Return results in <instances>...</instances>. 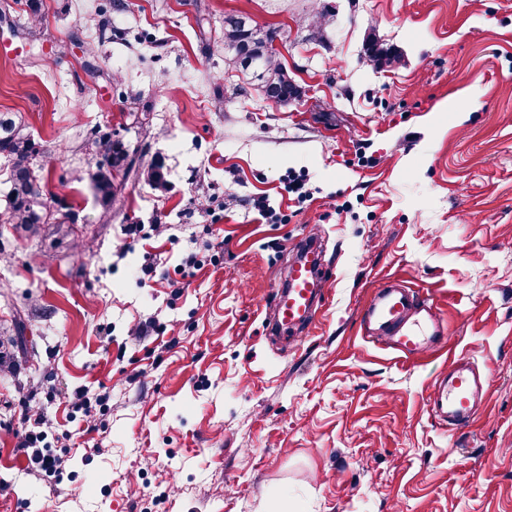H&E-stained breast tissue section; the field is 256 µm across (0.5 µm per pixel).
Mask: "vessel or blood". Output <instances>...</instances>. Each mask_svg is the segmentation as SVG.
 I'll return each mask as SVG.
<instances>
[{"label": "vessel or blood", "instance_id": "obj_1", "mask_svg": "<svg viewBox=\"0 0 512 512\" xmlns=\"http://www.w3.org/2000/svg\"><path fill=\"white\" fill-rule=\"evenodd\" d=\"M324 274L312 245L289 266L288 282L276 295L275 309L280 324L290 333L314 323ZM361 324L369 338L387 337L400 360L413 361L428 353L447 356V366L433 380L431 413L451 432L476 421L487 393V373L469 356L449 353L448 325L430 295L400 279H388L362 308Z\"/></svg>", "mask_w": 512, "mask_h": 512}]
</instances>
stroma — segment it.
<instances>
[{
	"mask_svg": "<svg viewBox=\"0 0 512 512\" xmlns=\"http://www.w3.org/2000/svg\"><path fill=\"white\" fill-rule=\"evenodd\" d=\"M121 2L43 0L35 23L0 0V112L47 147V189L81 217L36 237L0 223L16 364L0 374V512H512V0ZM229 14L280 30L300 100L228 69ZM371 36L403 66L370 65ZM105 126L166 178L125 179L108 215L70 179ZM300 173L304 202L287 190ZM261 199L289 222L263 220ZM157 222L162 236L127 233ZM308 238L328 285L293 345L274 297ZM390 276L430 290L450 349L488 368L473 426L429 413L443 358L403 363L363 337ZM82 389L102 396L93 431ZM31 405L60 477L19 447Z\"/></svg>",
	"mask_w": 512,
	"mask_h": 512,
	"instance_id": "stroma-1",
	"label": "stroma"
}]
</instances>
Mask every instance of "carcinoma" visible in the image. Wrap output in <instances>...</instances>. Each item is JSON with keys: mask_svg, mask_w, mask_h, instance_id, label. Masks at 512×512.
Returning <instances> with one entry per match:
<instances>
[{"mask_svg": "<svg viewBox=\"0 0 512 512\" xmlns=\"http://www.w3.org/2000/svg\"><path fill=\"white\" fill-rule=\"evenodd\" d=\"M278 32L275 29L258 27L249 30L242 24V16L231 14L224 17V48H237L244 41L252 44V54L263 62L261 84L275 85L291 98L298 96V89L292 84L288 70L276 60V54L268 49ZM365 55L375 67H398L404 64L403 55L385 44L372 40L366 45ZM83 149L95 164L90 179L95 197L106 212L112 209L118 186L115 173L133 175L149 185L165 186L162 164L154 162L144 167L129 152L121 140L112 139V132L97 129L83 144ZM43 153L41 145L26 131L11 112H0V157L11 164L9 171V191L6 207L0 213V221L14 224L26 232L36 235L43 224H73L75 213L51 208L45 200L43 178L33 170V162Z\"/></svg>", "mask_w": 512, "mask_h": 512, "instance_id": "carcinoma-1", "label": "carcinoma"}]
</instances>
